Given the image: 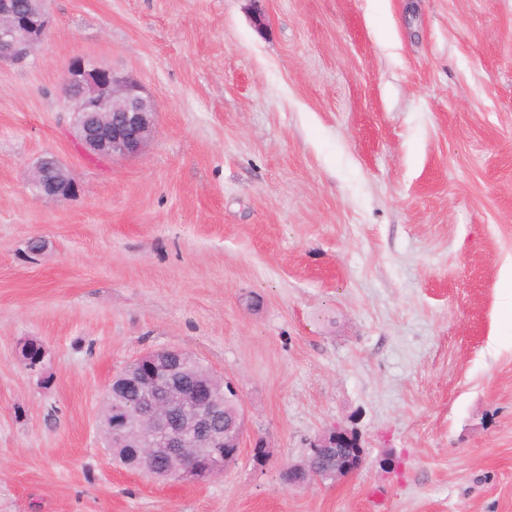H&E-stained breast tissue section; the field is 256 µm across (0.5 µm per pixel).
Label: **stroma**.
<instances>
[{"instance_id":"1","label":"stroma","mask_w":512,"mask_h":512,"mask_svg":"<svg viewBox=\"0 0 512 512\" xmlns=\"http://www.w3.org/2000/svg\"><path fill=\"white\" fill-rule=\"evenodd\" d=\"M47 8L0 64V512H512V0ZM79 57L156 101L139 154L74 140ZM47 154L68 200L35 196ZM160 348L246 413L201 483L116 468L100 430L113 374ZM335 424L361 467L285 483Z\"/></svg>"}]
</instances>
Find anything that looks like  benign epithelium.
Here are the masks:
<instances>
[{"label":"benign epithelium","instance_id":"7a95c632","mask_svg":"<svg viewBox=\"0 0 512 512\" xmlns=\"http://www.w3.org/2000/svg\"><path fill=\"white\" fill-rule=\"evenodd\" d=\"M15 0H0V60L25 59L47 34L50 17L43 0H33L31 11L18 14ZM67 111L76 117L74 136L96 157H131L139 154L152 138L157 106L152 97L129 77H118L112 69L91 58L74 59L64 78ZM73 184L62 167L57 178L40 186L39 196L65 201ZM196 359L180 349L145 352L112 377L108 386L103 422L112 432L114 444H137V427L145 424L161 450L168 454V466L159 469L151 459L155 449L144 451L146 461L135 466L151 480L175 477L179 481H200L213 476L205 450L216 445L224 452L240 455L245 417L237 393L224 382V396L211 383L181 381L174 371H193ZM136 397L135 412L124 399ZM224 410V429L212 430L217 411ZM363 448L356 432L340 425L326 429L311 444L310 477H327L323 463L336 458L334 478L355 472L362 463Z\"/></svg>","mask_w":512,"mask_h":512}]
</instances>
